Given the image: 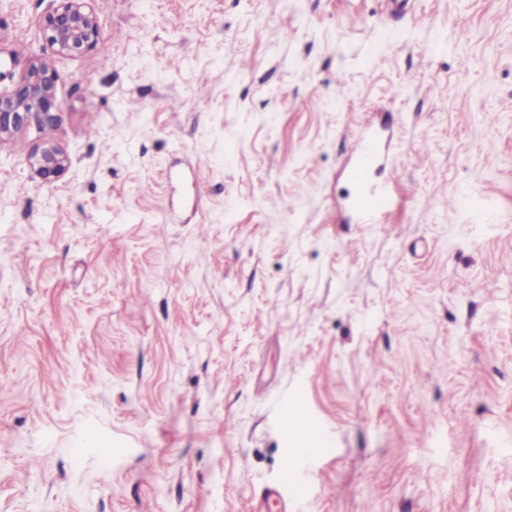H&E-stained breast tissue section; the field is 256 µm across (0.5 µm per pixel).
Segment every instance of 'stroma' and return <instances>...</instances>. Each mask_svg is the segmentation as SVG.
I'll use <instances>...</instances> for the list:
<instances>
[{"label": "stroma", "instance_id": "obj_1", "mask_svg": "<svg viewBox=\"0 0 512 512\" xmlns=\"http://www.w3.org/2000/svg\"><path fill=\"white\" fill-rule=\"evenodd\" d=\"M57 5L0 0L61 107L0 143V512H254L312 440L288 512H512V0H95L79 58ZM59 6L43 23V32L56 52L80 57L95 50L100 41L97 14L88 0H59ZM382 131L363 123L352 147L350 181L355 188L352 208L359 224H381L391 204V189L387 183H376L372 173L384 157ZM28 165L35 177L49 184L68 169L70 159L62 148L45 140L29 154Z\"/></svg>", "mask_w": 512, "mask_h": 512}]
</instances>
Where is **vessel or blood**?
Instances as JSON below:
<instances>
[{"label": "vessel or blood", "instance_id": "1", "mask_svg": "<svg viewBox=\"0 0 512 512\" xmlns=\"http://www.w3.org/2000/svg\"><path fill=\"white\" fill-rule=\"evenodd\" d=\"M384 141L381 130L371 124H362L352 147V163L349 168L350 181L355 188L352 208L358 223H381L391 204V189L388 184L372 179L384 157ZM293 490L278 485L269 488L257 512H286L285 500L294 498Z\"/></svg>", "mask_w": 512, "mask_h": 512}]
</instances>
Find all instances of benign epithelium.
I'll use <instances>...</instances> for the list:
<instances>
[{
    "label": "benign epithelium",
    "instance_id": "1",
    "mask_svg": "<svg viewBox=\"0 0 512 512\" xmlns=\"http://www.w3.org/2000/svg\"><path fill=\"white\" fill-rule=\"evenodd\" d=\"M43 32L56 52L69 57L86 55L100 41L99 20L88 0H59L44 20ZM55 87L56 74L48 63L31 62L16 89L0 95V142L22 131L54 127L60 113ZM28 165L35 177L49 184L68 169L70 159L62 148L45 140L29 154Z\"/></svg>",
    "mask_w": 512,
    "mask_h": 512
}]
</instances>
